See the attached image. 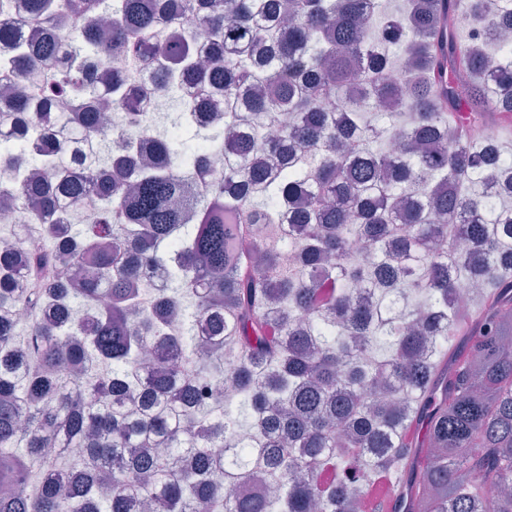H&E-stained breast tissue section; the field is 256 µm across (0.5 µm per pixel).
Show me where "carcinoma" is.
<instances>
[{
  "label": "carcinoma",
  "instance_id": "carcinoma-1",
  "mask_svg": "<svg viewBox=\"0 0 512 512\" xmlns=\"http://www.w3.org/2000/svg\"><path fill=\"white\" fill-rule=\"evenodd\" d=\"M7 9L0 72L42 79L5 101L0 208L45 245L0 247V310L26 313L0 318V512H356L365 467L392 512H512V156L485 137L512 123V0ZM114 54L156 66L144 130L136 87L93 79ZM61 104L83 180L26 149ZM227 378L234 413L201 391Z\"/></svg>",
  "mask_w": 512,
  "mask_h": 512
}]
</instances>
